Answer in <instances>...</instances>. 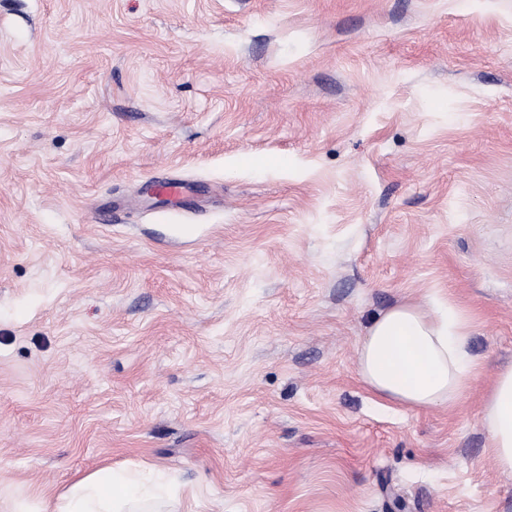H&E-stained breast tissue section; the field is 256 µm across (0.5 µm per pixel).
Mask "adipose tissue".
Returning a JSON list of instances; mask_svg holds the SVG:
<instances>
[{
	"label": "adipose tissue",
	"mask_w": 512,
	"mask_h": 512,
	"mask_svg": "<svg viewBox=\"0 0 512 512\" xmlns=\"http://www.w3.org/2000/svg\"><path fill=\"white\" fill-rule=\"evenodd\" d=\"M472 325L452 301L402 302L371 325L358 351L362 383L412 409L455 406L476 376ZM482 424L499 469L512 472V367L500 370L483 404ZM167 481L130 469L103 468L72 484L51 512H154L171 497Z\"/></svg>",
	"instance_id": "ef3b65f1"
}]
</instances>
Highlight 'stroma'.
I'll list each match as a JSON object with an SVG mask.
<instances>
[{"label": "stroma", "instance_id": "obj_1", "mask_svg": "<svg viewBox=\"0 0 512 512\" xmlns=\"http://www.w3.org/2000/svg\"><path fill=\"white\" fill-rule=\"evenodd\" d=\"M434 294L477 376L387 407L360 341ZM507 365L512 0H0V512H512ZM151 192L160 198L170 208L186 207L185 191L183 185L179 181H169L163 183L154 182L151 185ZM482 425L487 430L491 452L499 469L512 472V367L495 375L484 399ZM171 495L168 482L147 471L107 467L72 484L51 512H154L150 505Z\"/></svg>", "mask_w": 512, "mask_h": 512}]
</instances>
